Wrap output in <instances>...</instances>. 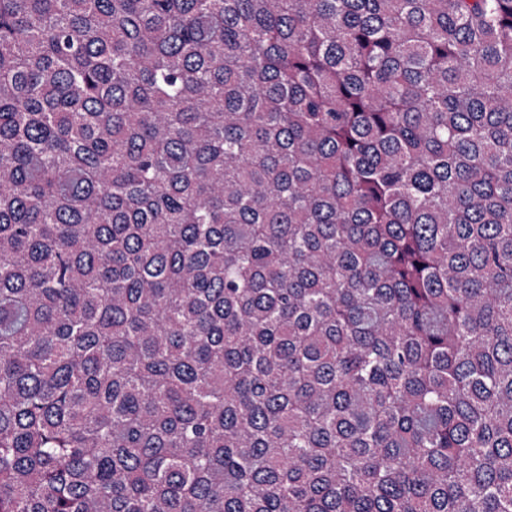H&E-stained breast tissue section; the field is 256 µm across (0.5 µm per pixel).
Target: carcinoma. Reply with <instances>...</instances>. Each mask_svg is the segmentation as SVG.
<instances>
[{
    "label": "carcinoma",
    "instance_id": "cac0c4a2",
    "mask_svg": "<svg viewBox=\"0 0 512 512\" xmlns=\"http://www.w3.org/2000/svg\"><path fill=\"white\" fill-rule=\"evenodd\" d=\"M0 512H512V0H0Z\"/></svg>",
    "mask_w": 512,
    "mask_h": 512
}]
</instances>
